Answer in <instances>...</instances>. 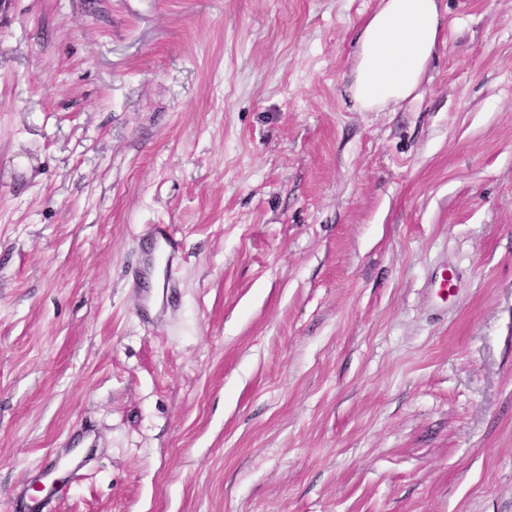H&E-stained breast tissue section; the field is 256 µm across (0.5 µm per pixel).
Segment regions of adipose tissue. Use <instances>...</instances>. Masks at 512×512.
<instances>
[{"mask_svg": "<svg viewBox=\"0 0 512 512\" xmlns=\"http://www.w3.org/2000/svg\"><path fill=\"white\" fill-rule=\"evenodd\" d=\"M442 28L439 0H380L359 34L349 92L363 111L413 96L434 56Z\"/></svg>", "mask_w": 512, "mask_h": 512, "instance_id": "ef3b65f1", "label": "adipose tissue"}]
</instances>
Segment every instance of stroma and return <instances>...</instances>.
<instances>
[{"label": "stroma", "mask_w": 512, "mask_h": 512, "mask_svg": "<svg viewBox=\"0 0 512 512\" xmlns=\"http://www.w3.org/2000/svg\"><path fill=\"white\" fill-rule=\"evenodd\" d=\"M378 3L0 0V512H512V0L363 112ZM150 247L145 250L141 257L139 270L140 288H152V279L156 269L163 268L164 295L172 297L175 282L173 279V268L177 253L175 236L167 224H155L149 231Z\"/></svg>", "instance_id": "obj_1"}]
</instances>
